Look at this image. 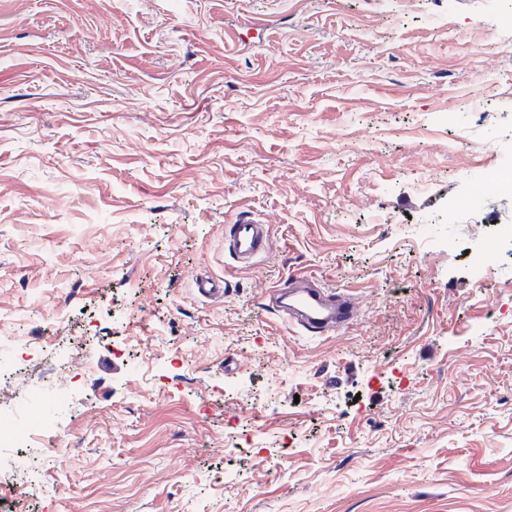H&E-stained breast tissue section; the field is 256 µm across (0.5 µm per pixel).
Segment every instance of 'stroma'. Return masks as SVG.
Segmentation results:
<instances>
[{
    "label": "stroma",
    "mask_w": 512,
    "mask_h": 512,
    "mask_svg": "<svg viewBox=\"0 0 512 512\" xmlns=\"http://www.w3.org/2000/svg\"><path fill=\"white\" fill-rule=\"evenodd\" d=\"M505 7L0 0V415L55 477L4 453L0 512H512V196L461 205L512 160ZM296 272L357 322L288 324ZM225 234L229 250L245 268L253 266L257 258L272 248L269 225L249 217L227 224Z\"/></svg>",
    "instance_id": "1"
}]
</instances>
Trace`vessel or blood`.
<instances>
[{
	"label": "vessel or blood",
	"mask_w": 512,
	"mask_h": 512,
	"mask_svg": "<svg viewBox=\"0 0 512 512\" xmlns=\"http://www.w3.org/2000/svg\"><path fill=\"white\" fill-rule=\"evenodd\" d=\"M225 234L229 250L245 268L253 266L257 258L272 248L269 226L248 217L227 225ZM275 294L284 300L279 310L288 323L319 335L352 325L359 312L353 294L319 288L308 277L289 279L285 286L276 288Z\"/></svg>",
	"instance_id": "1"
}]
</instances>
